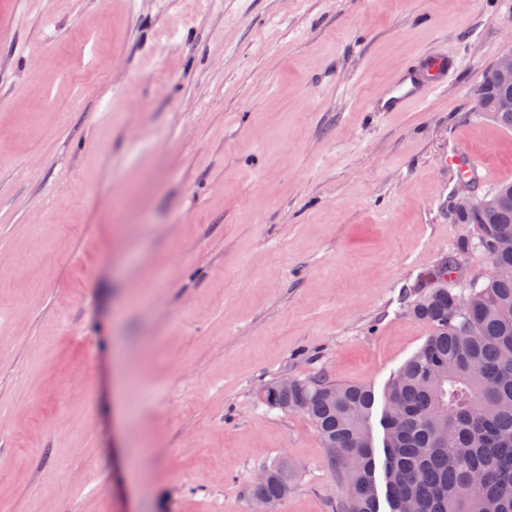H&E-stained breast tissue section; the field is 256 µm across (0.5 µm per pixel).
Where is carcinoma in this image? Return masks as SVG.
Masks as SVG:
<instances>
[{
	"instance_id": "1",
	"label": "carcinoma",
	"mask_w": 512,
	"mask_h": 512,
	"mask_svg": "<svg viewBox=\"0 0 512 512\" xmlns=\"http://www.w3.org/2000/svg\"><path fill=\"white\" fill-rule=\"evenodd\" d=\"M499 92L489 69L472 96L477 111L512 130V112L495 108ZM451 223L472 226L457 251H483L491 240L490 263L512 266V182L496 186L490 198ZM450 269H458L454 254L430 274L436 286L413 301V316L433 334L383 394L389 512H512V277L491 273L472 283L468 308L460 311L445 284ZM374 402L365 386L321 376L286 390L267 385L264 403L303 411L338 477L355 474L344 486L339 512H380L368 428ZM266 471V480L250 484L248 497L285 501V466Z\"/></svg>"
}]
</instances>
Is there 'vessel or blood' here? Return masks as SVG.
<instances>
[{"label":"vessel or blood","mask_w":512,"mask_h":512,"mask_svg":"<svg viewBox=\"0 0 512 512\" xmlns=\"http://www.w3.org/2000/svg\"><path fill=\"white\" fill-rule=\"evenodd\" d=\"M448 73L447 55L426 56L422 69L402 71L384 92L369 101L368 109L372 112H402L411 106L421 104L440 86L447 83ZM459 168L463 177L476 179L485 184L494 180L490 167L478 157H470L460 163Z\"/></svg>","instance_id":"1"}]
</instances>
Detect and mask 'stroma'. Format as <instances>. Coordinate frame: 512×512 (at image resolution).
Returning <instances> with one entry per match:
<instances>
[{"mask_svg": "<svg viewBox=\"0 0 512 512\" xmlns=\"http://www.w3.org/2000/svg\"><path fill=\"white\" fill-rule=\"evenodd\" d=\"M512 0H0V512H336L314 425L261 385L382 396L469 225L448 157L512 181L471 96ZM457 56L404 112L369 99ZM265 470L268 472V478L264 480L266 474L263 471L259 472L254 477L256 482L252 481L248 489L250 500L253 498H263L252 500V512H277L281 503H271L268 500L284 502L288 498L287 471L285 466L282 463L272 464Z\"/></svg>", "mask_w": 512, "mask_h": 512, "instance_id": "35a3bbf8", "label": "stroma"}]
</instances>
